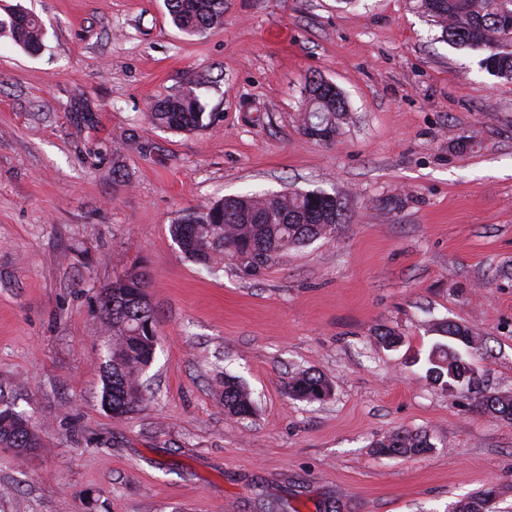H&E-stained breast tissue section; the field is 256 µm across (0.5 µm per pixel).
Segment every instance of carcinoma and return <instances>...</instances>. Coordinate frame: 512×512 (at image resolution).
I'll list each match as a JSON object with an SVG mask.
<instances>
[{"mask_svg":"<svg viewBox=\"0 0 512 512\" xmlns=\"http://www.w3.org/2000/svg\"><path fill=\"white\" fill-rule=\"evenodd\" d=\"M426 12L457 45L487 52L484 64L500 79L512 81V0H422ZM173 24L188 35L206 34L224 23V0H166ZM5 36L23 51L36 55L44 47L42 24L31 13L15 9L9 21H0ZM199 82L156 101L150 112L152 124L175 131L204 126V112L196 93ZM310 108L304 126H313L333 136L336 116L346 111L342 93L322 79L308 84ZM348 222L345 203L325 192H288L273 195L227 197L203 209L187 212L170 225L169 233L188 260L213 269L233 260L245 276H256L275 258L313 240L334 236ZM147 273L133 267L99 294L104 326L112 331L105 351L107 375L102 405L120 418L133 413L145 398L142 373L153 361L157 344V319L147 301ZM443 339L426 352V377L443 386L456 384L472 362L475 337L458 323L438 327ZM284 389L289 398L320 401L330 394L321 375L302 370L288 378ZM477 407L484 413L512 423V396L479 392ZM224 412L248 419L255 404L248 390L234 377H224ZM27 417L10 407L0 410V443L6 448L44 447L33 426L22 428ZM380 456L407 457L428 451L426 435L401 430L373 444ZM496 491L489 487L477 495L457 501L449 512H495Z\"/></svg>","mask_w":512,"mask_h":512,"instance_id":"obj_1","label":"carcinoma"}]
</instances>
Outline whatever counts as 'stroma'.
<instances>
[{
    "instance_id": "35a3bbf8",
    "label": "stroma",
    "mask_w": 512,
    "mask_h": 512,
    "mask_svg": "<svg viewBox=\"0 0 512 512\" xmlns=\"http://www.w3.org/2000/svg\"><path fill=\"white\" fill-rule=\"evenodd\" d=\"M225 3L198 37L165 0H0L45 32L36 56L0 39V402L45 441L0 448V512H447L491 485L512 512V423L415 362L456 322L485 389L512 394V83L421 0ZM312 76L348 105L327 142L301 126ZM191 79L215 122L152 126ZM294 189L350 221L260 275L206 270L170 236L186 211ZM136 265L158 341L118 419L98 296ZM301 370L330 395L290 400ZM228 374L252 418L225 414ZM400 430L431 450L376 456Z\"/></svg>"
}]
</instances>
